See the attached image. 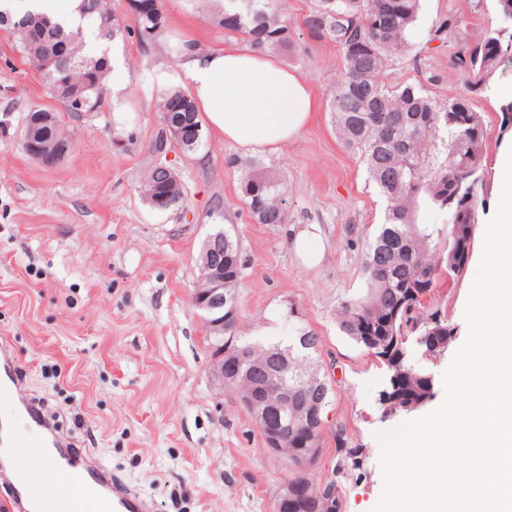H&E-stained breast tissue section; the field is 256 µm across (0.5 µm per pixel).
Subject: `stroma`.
Masks as SVG:
<instances>
[{"label":"stroma","instance_id":"1","mask_svg":"<svg viewBox=\"0 0 512 512\" xmlns=\"http://www.w3.org/2000/svg\"><path fill=\"white\" fill-rule=\"evenodd\" d=\"M164 5L168 26L154 43L114 41L123 63L111 69L107 85L119 93L107 97L102 111L78 118L47 92L12 30L0 27V337L23 373L21 393L41 403L59 433L95 451L113 476L152 499L157 512H274L290 469L238 394L221 385L204 323L190 304L202 244L216 228H228L248 261L238 288L239 335L250 336L258 322L269 343L286 342L296 325L314 333V362L331 387L315 472L336 476L342 512H373L383 490L377 434L417 414L382 417L378 394L386 370L336 323L341 303L365 291V244L386 210L330 111L341 53L302 27L310 0H286L295 48L281 61L310 84L318 102L313 120L277 152L204 130L195 151L169 153L184 202L158 213L140 185L160 129L156 96L184 87L172 49L187 34L205 47L233 40L190 0ZM451 15L463 21L456 37L435 40ZM499 24L495 0H420L410 32L417 52L387 69L389 82L424 87L440 103L469 95L483 117L488 169L504 141L496 89L512 84V63L497 71L492 90L473 94L453 54ZM33 106L58 112L72 136L71 152L55 166L22 148L23 118ZM250 165L284 183L287 223L250 217L239 190ZM489 217L478 215L471 264L458 276L438 275L423 299L425 311L455 325L459 344ZM312 233L323 252L315 264L295 247L296 237ZM340 427L367 450L362 469L341 475L335 472Z\"/></svg>","mask_w":512,"mask_h":512}]
</instances>
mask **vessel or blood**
I'll use <instances>...</instances> for the list:
<instances>
[{"label": "vessel or blood", "instance_id": "vessel-or-blood-1", "mask_svg": "<svg viewBox=\"0 0 512 512\" xmlns=\"http://www.w3.org/2000/svg\"><path fill=\"white\" fill-rule=\"evenodd\" d=\"M13 353L0 338V460L26 458L8 484L9 512H153L150 500L122 481L89 452L60 435L32 398H21Z\"/></svg>", "mask_w": 512, "mask_h": 512}]
</instances>
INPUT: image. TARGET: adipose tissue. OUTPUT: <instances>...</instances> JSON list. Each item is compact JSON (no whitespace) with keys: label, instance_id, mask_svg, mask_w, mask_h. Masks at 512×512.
<instances>
[{"label":"adipose tissue","instance_id":"ef3b65f1","mask_svg":"<svg viewBox=\"0 0 512 512\" xmlns=\"http://www.w3.org/2000/svg\"><path fill=\"white\" fill-rule=\"evenodd\" d=\"M81 0L49 8L46 0H0L13 18L53 11L72 26L96 30V14L80 9ZM181 56L188 90L201 120L215 134L241 145L280 150L295 140L317 108L309 84L275 56L236 45L204 47L183 39Z\"/></svg>","mask_w":512,"mask_h":512}]
</instances>
